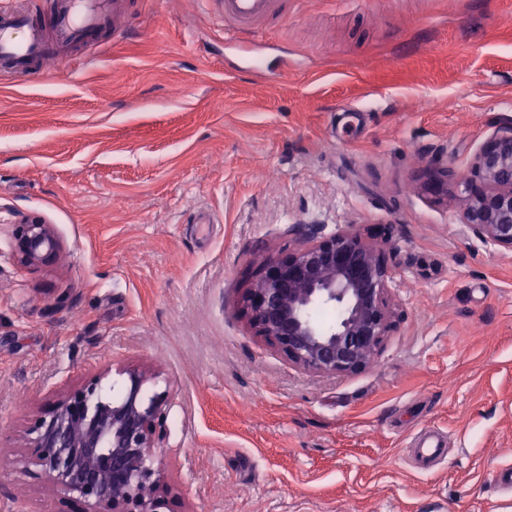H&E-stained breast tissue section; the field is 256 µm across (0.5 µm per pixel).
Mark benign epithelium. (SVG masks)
<instances>
[{
	"instance_id": "benign-epithelium-1",
	"label": "benign epithelium",
	"mask_w": 512,
	"mask_h": 512,
	"mask_svg": "<svg viewBox=\"0 0 512 512\" xmlns=\"http://www.w3.org/2000/svg\"><path fill=\"white\" fill-rule=\"evenodd\" d=\"M459 185L467 232L512 253V118L498 122ZM390 233L352 225L323 237L316 228L303 231L309 244L267 258L246 291L243 312L254 333L308 372L356 374L372 366L394 327L391 269L374 243ZM15 241L22 265L58 258L48 224L17 225ZM322 307L336 309V323L316 320ZM125 375L117 399L106 394L103 373L57 399L28 428L15 463L39 467L51 490L78 512H174L168 477L153 459L166 392L148 394V375L138 368Z\"/></svg>"
}]
</instances>
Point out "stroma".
<instances>
[{
  "mask_svg": "<svg viewBox=\"0 0 512 512\" xmlns=\"http://www.w3.org/2000/svg\"><path fill=\"white\" fill-rule=\"evenodd\" d=\"M130 12L70 65L0 68V512H68L12 453L135 367L168 393L176 512H512V253L465 232L458 186L512 118V0H282L241 48L200 0ZM34 219L53 264L13 257ZM299 223L392 227L398 321L363 372L301 370L243 314ZM423 427L448 435L433 471L404 456Z\"/></svg>",
  "mask_w": 512,
  "mask_h": 512,
  "instance_id": "1",
  "label": "stroma"
}]
</instances>
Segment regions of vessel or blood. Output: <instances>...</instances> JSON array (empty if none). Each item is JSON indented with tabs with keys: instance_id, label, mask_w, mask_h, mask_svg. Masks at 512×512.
Here are the masks:
<instances>
[{
	"instance_id": "b4317fda",
	"label": "vessel or blood",
	"mask_w": 512,
	"mask_h": 512,
	"mask_svg": "<svg viewBox=\"0 0 512 512\" xmlns=\"http://www.w3.org/2000/svg\"><path fill=\"white\" fill-rule=\"evenodd\" d=\"M214 16L232 19L238 31L258 32L277 0H203ZM127 12V0H60L47 18L22 7L18 0L0 7V64L19 76L43 72L50 65L67 64L64 52L79 46L108 16ZM407 453L425 468L443 463L448 455L444 440L427 430Z\"/></svg>"
}]
</instances>
